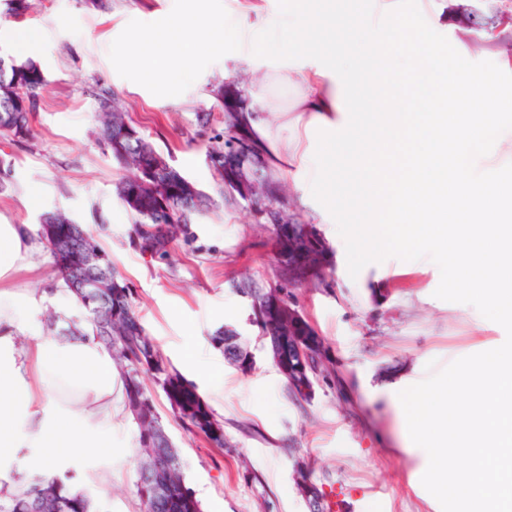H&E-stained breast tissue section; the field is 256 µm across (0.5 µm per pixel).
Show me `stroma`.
Masks as SVG:
<instances>
[{"label": "stroma", "mask_w": 512, "mask_h": 512, "mask_svg": "<svg viewBox=\"0 0 512 512\" xmlns=\"http://www.w3.org/2000/svg\"><path fill=\"white\" fill-rule=\"evenodd\" d=\"M190 0H31L21 20L0 17V27L32 39L22 51L0 41L16 61L31 60L48 82L28 142L0 139V157L13 164V184L0 194V224H38L42 213L61 211L96 230L102 248L137 291L136 310L172 367L196 369L192 381L224 423V447L186 432L156 405L176 445L182 471L202 512H311L294 479L296 468L322 492L345 490L354 512H441L423 487L428 456L407 431L400 391L445 367L494 349L506 339L502 326L471 305L435 297L440 271L430 259L395 258L347 270L336 234L343 213L324 217L319 200L305 201V183L288 175L273 190L277 209L298 216L311 238L330 250L322 274L292 285L299 312L321 337L328 375L308 397L291 393L275 366L268 342L251 320L250 299L240 285L269 288L278 281L276 227L254 220L244 204L216 194L205 161L206 145L220 125L201 126L196 115L211 99L199 86L223 82L224 56L237 49L238 0H200L224 24L225 51L200 57L192 77L159 84L113 56L134 48L144 32L164 31ZM268 15L335 12L338 19L372 10V0H257ZM430 35L447 49L449 63L512 82V0H430ZM121 100L127 119L214 204L192 224L193 242L177 244L166 262L129 246L132 217L113 192L119 168L92 134L99 88ZM104 230H97L96 218ZM232 331L253 359L242 373L211 341L216 329ZM134 421L112 429V481L98 478L103 458L75 461V488L98 512H141L136 492Z\"/></svg>", "instance_id": "1"}]
</instances>
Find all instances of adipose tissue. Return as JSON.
<instances>
[{
  "mask_svg": "<svg viewBox=\"0 0 512 512\" xmlns=\"http://www.w3.org/2000/svg\"><path fill=\"white\" fill-rule=\"evenodd\" d=\"M394 2L375 0L370 15L354 18L363 31L355 43L335 19L290 25L245 4L241 37L268 48L238 50L235 68L260 69L266 78L248 88L237 122L275 172L298 164L329 210L348 211L343 239L357 259H370L385 243L384 228H405L404 246L444 257L455 287L511 314L512 180L479 181L469 166L491 151L512 83L473 71L434 83L446 69V51L428 35L427 10L393 26L385 17ZM223 39L195 6L167 32L139 35L134 61L158 78L191 68ZM277 85L294 87V118L273 133L256 113L278 111ZM475 86L486 90L480 111L472 103ZM51 262L31 225L0 224V280ZM49 301L44 289L0 287V490L11 494L23 486L2 463L18 449H37L53 475L64 459L110 447L113 423L127 416L121 375L103 345L91 336L62 342L38 329Z\"/></svg>",
  "mask_w": 512,
  "mask_h": 512,
  "instance_id": "ef3b65f1",
  "label": "adipose tissue"
}]
</instances>
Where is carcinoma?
I'll return each instance as SVG.
<instances>
[{
  "instance_id": "cac0c4a2",
  "label": "carcinoma",
  "mask_w": 512,
  "mask_h": 512,
  "mask_svg": "<svg viewBox=\"0 0 512 512\" xmlns=\"http://www.w3.org/2000/svg\"><path fill=\"white\" fill-rule=\"evenodd\" d=\"M4 4L6 14L15 19L25 18L31 9L30 0H4ZM46 86L43 71L36 63L8 64V78L4 83L0 81L1 137L14 144L29 140L38 101ZM211 94L212 108L198 116V120L203 126L213 122L223 125V132L214 136L206 151L212 181L221 193L226 184L245 186L233 200L239 199L259 212L261 208L254 207L257 185L275 184L278 177L255 149L247 154L230 149L231 141L247 139V134L235 123V107L231 104L233 100H243L241 91L230 92L217 84ZM96 100L98 140L122 171L114 191L132 216L130 245L143 256L149 253L153 259L166 260L177 241L192 238V216L208 210L213 199L171 165L142 130L126 120L125 113L117 111L118 98L114 92L102 90L96 94ZM85 235H90V231L61 211L50 213L37 230L38 239L46 244L53 257L57 280L86 312L79 335L90 329L91 335L112 353L121 372L125 404L138 428L140 460L136 487L143 512H201L181 468L168 462V455L175 448L162 447L158 438L157 426L162 424V417L153 389L164 394L173 417L185 431L205 435L218 448L224 447V425L196 390L168 367L136 312L134 289L109 254H104L103 268L90 270L89 276L107 277L110 287L92 292L75 285L70 253L60 241L72 236L81 240ZM304 242L306 239L299 231L283 235L281 271H287L291 261L303 259L293 254L292 249ZM242 293L250 298L253 321L270 347L288 348V343L280 342L279 337L291 334L306 350L303 363L286 354L276 363L289 390L302 395L300 385L314 383L318 374L325 372L326 356L320 337L277 289L244 287ZM147 376L154 385L152 389L145 384ZM71 479L73 475L67 472L46 476L40 479L39 485L46 495L63 503L64 512H95L91 499L72 488ZM33 486L29 482L23 493L0 499V512H30L27 504L31 502Z\"/></svg>"
}]
</instances>
